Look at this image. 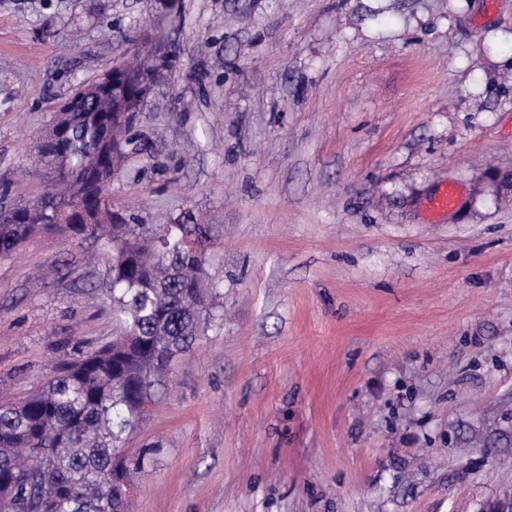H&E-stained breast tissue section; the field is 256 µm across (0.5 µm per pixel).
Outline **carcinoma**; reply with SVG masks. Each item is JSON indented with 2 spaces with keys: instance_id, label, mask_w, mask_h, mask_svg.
<instances>
[{
  "instance_id": "obj_1",
  "label": "carcinoma",
  "mask_w": 512,
  "mask_h": 512,
  "mask_svg": "<svg viewBox=\"0 0 512 512\" xmlns=\"http://www.w3.org/2000/svg\"><path fill=\"white\" fill-rule=\"evenodd\" d=\"M90 116H52L70 124L68 135L41 147L59 161L52 191L21 210L0 209V260L42 230L89 238V224L102 227L121 335L95 350L75 348L45 387L19 405L0 404V495L16 498L13 512H126L132 474L145 460L126 456L128 435L173 361L216 318V291L189 247L206 248L208 231L114 220L112 163L140 146L129 137L132 123Z\"/></svg>"
}]
</instances>
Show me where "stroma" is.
Listing matches in <instances>:
<instances>
[{
  "label": "stroma",
  "mask_w": 512,
  "mask_h": 512,
  "mask_svg": "<svg viewBox=\"0 0 512 512\" xmlns=\"http://www.w3.org/2000/svg\"><path fill=\"white\" fill-rule=\"evenodd\" d=\"M165 3L0 0L6 206L76 87L176 49L109 197L209 229L222 317L130 436L131 512H512V0ZM109 264L0 262V398L118 335Z\"/></svg>",
  "instance_id": "obj_1"
}]
</instances>
